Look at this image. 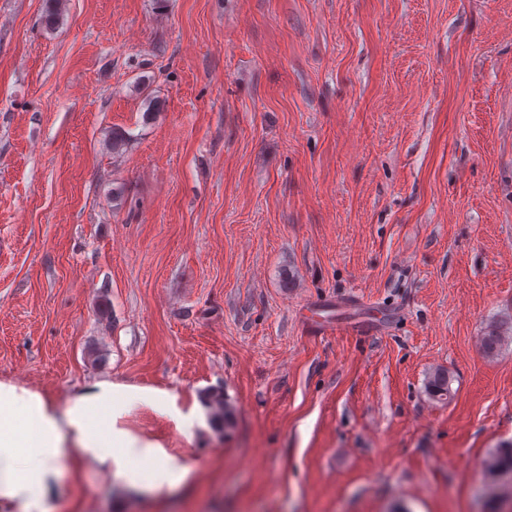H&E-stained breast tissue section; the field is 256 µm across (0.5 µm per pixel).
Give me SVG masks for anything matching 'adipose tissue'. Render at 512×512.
<instances>
[{"label": "adipose tissue", "mask_w": 512, "mask_h": 512, "mask_svg": "<svg viewBox=\"0 0 512 512\" xmlns=\"http://www.w3.org/2000/svg\"><path fill=\"white\" fill-rule=\"evenodd\" d=\"M139 403L167 414L173 397L107 378L60 402L0 380V512H53L55 488L68 466L101 469L152 494L187 486L189 466L126 426L125 416Z\"/></svg>", "instance_id": "ef3b65f1"}]
</instances>
